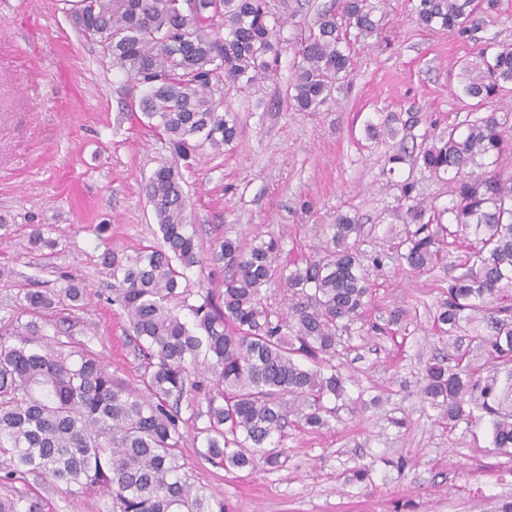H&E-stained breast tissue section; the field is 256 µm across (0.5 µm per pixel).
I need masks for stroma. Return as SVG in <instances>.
<instances>
[{"instance_id": "obj_1", "label": "stroma", "mask_w": 512, "mask_h": 512, "mask_svg": "<svg viewBox=\"0 0 512 512\" xmlns=\"http://www.w3.org/2000/svg\"><path fill=\"white\" fill-rule=\"evenodd\" d=\"M333 2L271 0L285 21L277 72L249 87L225 88L241 134L222 152L205 150L185 171L184 191L206 256L223 238L258 234L278 238L283 259H295L323 240L340 213L369 229L367 256L385 259L368 268L372 303L365 320L342 335L336 361L349 377V395L363 387L382 403L356 416L340 411L320 434L286 428L273 443L288 455L277 470L260 458L249 472L205 460L189 425L185 468L223 499L224 512H498L512 500V459L493 451L487 423L450 426L419 395L425 364L448 351L433 315L468 245L460 243L422 275L388 257L407 229L401 182L414 181L428 220L451 205L452 184L405 167L384 174L399 144L369 139L366 126L419 113L409 147L426 132L465 131L492 111L512 128V84L482 102L465 94L462 69L487 44L512 45V0L479 15L466 39L419 26L416 0H372L382 37L349 34L347 88L319 111L299 112L286 102L293 45L308 17ZM128 88L72 27L64 0H0V218L8 224L0 236V319L17 310L23 289L52 290L74 277L88 290L81 308L48 316L44 333L67 331L133 382L138 360L109 302L112 277L101 255L155 242L157 220L142 184L173 157L148 128L128 119ZM101 224L106 234H98ZM37 225L57 239L55 250L32 245ZM397 306L407 312L401 324L373 333L371 323L385 324ZM359 467L369 469V482L352 481ZM13 491L39 498L42 512H101L107 504L33 474Z\"/></svg>"}]
</instances>
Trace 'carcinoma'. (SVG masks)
Segmentation results:
<instances>
[{
  "instance_id": "obj_1",
  "label": "carcinoma",
  "mask_w": 512,
  "mask_h": 512,
  "mask_svg": "<svg viewBox=\"0 0 512 512\" xmlns=\"http://www.w3.org/2000/svg\"><path fill=\"white\" fill-rule=\"evenodd\" d=\"M74 0L71 21L100 48L112 70L143 89L132 116L161 136L176 162L157 168L145 182L161 242L128 253L106 250L112 303L139 350L138 383L118 377L83 341L61 331L40 332L24 315L44 317L60 305L78 307L85 289L74 280L52 292L27 290L19 311L0 325V482L37 474L53 484L77 486L106 496L107 512H224V500L191 481L182 460L183 426L196 428L202 456L227 469H251L261 455L271 468L281 454L267 445L295 423L308 433L329 426L343 401L345 378L333 360L338 333L365 316L371 301L363 225L339 214L325 244L302 258L279 262L276 238L247 244L224 238L211 260L224 264V289L198 284L191 270L202 265L193 225L188 223L178 161L195 160L235 142L237 115L224 109V85L246 86L278 67L280 37L269 0ZM496 12L499 0H418L414 13L425 28L461 37L478 10ZM370 0H341L307 25L288 99L301 112H315L336 82L350 75L352 58L344 30H380ZM467 95L482 101L512 84V48L488 45L467 66ZM416 113L392 117L383 131L419 125ZM506 122L495 114L422 135L417 153L398 149L386 173L406 162L435 174L454 173L455 203L448 224L422 223L415 184H401L405 215L415 229L393 244L394 257L412 273L430 271L438 254L459 236H474L462 272L448 281L434 314L440 335L461 322L481 320L491 332L478 337L488 374L454 343L425 368L422 399L448 424L468 426L487 418L492 445L512 455V178L470 177L464 169L487 160L496 165L507 147ZM277 285L286 304L268 303ZM202 302L190 304L191 295ZM508 298L502 305L499 300ZM189 316L183 318L179 310ZM203 398L207 410L199 409ZM190 412L182 417V410ZM0 512H40L23 496L0 495Z\"/></svg>"
}]
</instances>
